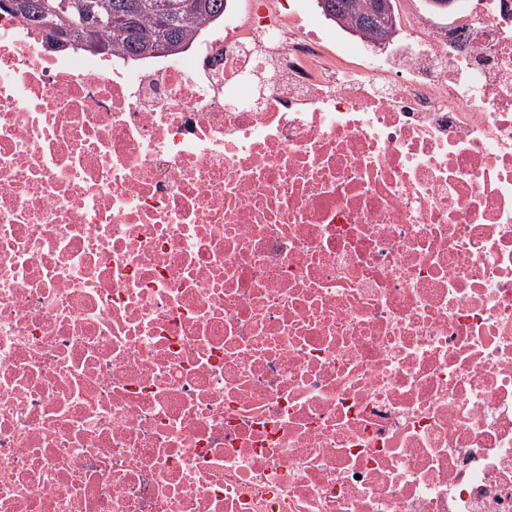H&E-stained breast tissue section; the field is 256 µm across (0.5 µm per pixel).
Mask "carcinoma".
<instances>
[{
    "mask_svg": "<svg viewBox=\"0 0 512 512\" xmlns=\"http://www.w3.org/2000/svg\"><path fill=\"white\" fill-rule=\"evenodd\" d=\"M59 13V0H0L30 25L54 27L73 48L132 60L187 46L201 27L224 16L228 0H76ZM328 20L340 14L370 38L383 26L361 15L366 0H317Z\"/></svg>",
    "mask_w": 512,
    "mask_h": 512,
    "instance_id": "obj_1",
    "label": "carcinoma"
}]
</instances>
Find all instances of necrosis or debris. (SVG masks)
Here are the masks:
<instances>
[{
  "mask_svg": "<svg viewBox=\"0 0 512 512\" xmlns=\"http://www.w3.org/2000/svg\"><path fill=\"white\" fill-rule=\"evenodd\" d=\"M306 13L0 9V512H512V0ZM60 0H0L27 24L54 27L72 43L73 49L115 57L112 65L129 68L161 49L189 46L195 34L207 23L224 16L228 0H71L78 2L68 12L59 13ZM241 0H229L233 11ZM69 0L59 8L67 10ZM83 12L99 19L94 25L82 21ZM90 47L91 49H88ZM366 1L367 0H307L306 2H308L313 11H315L318 14V16L322 19L326 27L332 28L336 32L342 33L347 37H352V34L358 35V33L355 32H351L352 34L345 33L338 29L333 24H331V21H334L335 23H337V25H342L343 27L347 28L345 25L336 21L337 12L338 14L346 18L349 24H355L356 26H359L363 32L367 33L366 35L368 36V38L374 39V37H377L381 35V33H383V26L380 22L371 21L370 19L365 18L360 14L362 4ZM321 2H325V6H323ZM326 5H329L331 7V10L328 7H326ZM318 6L321 9L322 13Z\"/></svg>",
  "mask_w": 512,
  "mask_h": 512,
  "instance_id": "1",
  "label": "necrosis or debris"
}]
</instances>
